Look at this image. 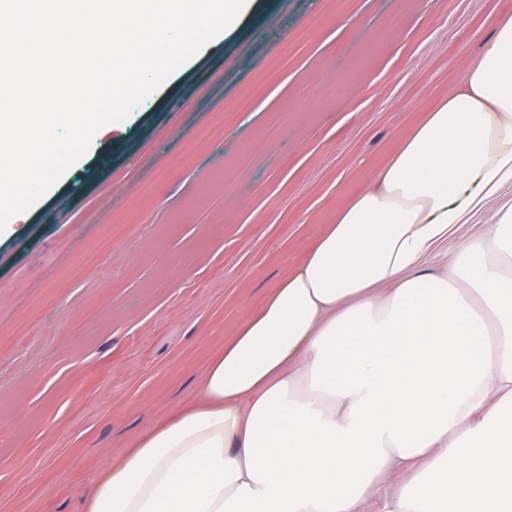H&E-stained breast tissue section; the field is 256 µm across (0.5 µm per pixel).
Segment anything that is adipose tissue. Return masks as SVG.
Masks as SVG:
<instances>
[{
	"mask_svg": "<svg viewBox=\"0 0 512 512\" xmlns=\"http://www.w3.org/2000/svg\"><path fill=\"white\" fill-rule=\"evenodd\" d=\"M506 187L512 16L83 512H512ZM511 200L512 189H507L498 198L490 201L484 209L474 217L471 224L460 225L457 235L460 237H467L479 233L484 228V223L491 220L494 210L501 204Z\"/></svg>",
	"mask_w": 512,
	"mask_h": 512,
	"instance_id": "adipose-tissue-1",
	"label": "adipose tissue"
}]
</instances>
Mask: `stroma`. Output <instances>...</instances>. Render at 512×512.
I'll list each match as a JSON object with an SVG mask.
<instances>
[{
  "instance_id": "1",
  "label": "stroma",
  "mask_w": 512,
  "mask_h": 512,
  "mask_svg": "<svg viewBox=\"0 0 512 512\" xmlns=\"http://www.w3.org/2000/svg\"><path fill=\"white\" fill-rule=\"evenodd\" d=\"M508 14L253 0L100 127L0 236V512H83L92 477L194 401L225 339Z\"/></svg>"
}]
</instances>
